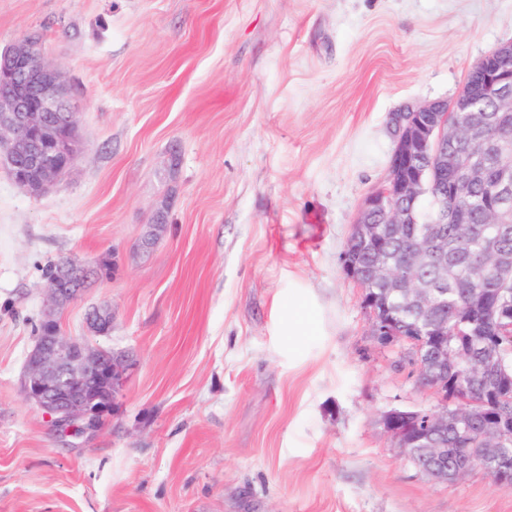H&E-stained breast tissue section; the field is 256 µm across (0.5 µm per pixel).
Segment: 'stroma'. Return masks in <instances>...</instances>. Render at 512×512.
Returning a JSON list of instances; mask_svg holds the SVG:
<instances>
[{
	"label": "stroma",
	"instance_id": "stroma-1",
	"mask_svg": "<svg viewBox=\"0 0 512 512\" xmlns=\"http://www.w3.org/2000/svg\"><path fill=\"white\" fill-rule=\"evenodd\" d=\"M25 39L85 146L40 196L0 163V512H512L481 469L433 479L384 430L438 397L372 340L340 260L390 114L453 100L512 42V0H0V52ZM105 254L61 333L133 368L74 435L21 379L44 267ZM167 227L164 210L157 212L156 220L153 224H148L146 230L141 237V252L143 256H148L153 249L156 240L161 237ZM88 330L97 336H104L112 329V310L109 307H94L86 317Z\"/></svg>",
	"mask_w": 512,
	"mask_h": 512
}]
</instances>
